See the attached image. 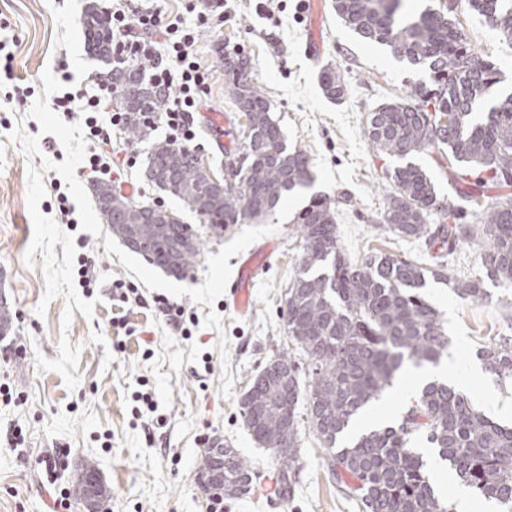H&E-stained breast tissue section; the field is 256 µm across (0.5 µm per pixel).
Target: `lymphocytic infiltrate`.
I'll return each mask as SVG.
<instances>
[{
	"mask_svg": "<svg viewBox=\"0 0 512 512\" xmlns=\"http://www.w3.org/2000/svg\"><path fill=\"white\" fill-rule=\"evenodd\" d=\"M187 17L163 21L155 0H140L133 11L115 8L110 12L113 30L125 39L126 47L144 56L153 57L155 63L151 79L158 86L172 90L174 96L160 119L167 128L169 141L191 145L196 137L192 114L206 93L211 75L197 57V30L214 25L224 18V0H189ZM161 34L160 46L147 42L150 34ZM55 111L64 117L82 112L83 129L87 140L94 143L95 151L85 159L84 166L91 173L108 176L112 173V158L104 146L109 139L103 132L104 125H123L125 115L112 113L108 123H101L98 114L102 100L83 91H67L53 98Z\"/></svg>",
	"mask_w": 512,
	"mask_h": 512,
	"instance_id": "f902f5d3",
	"label": "lymphocytic infiltrate"
}]
</instances>
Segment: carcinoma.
<instances>
[{"instance_id": "cac0c4a2", "label": "carcinoma", "mask_w": 512, "mask_h": 512, "mask_svg": "<svg viewBox=\"0 0 512 512\" xmlns=\"http://www.w3.org/2000/svg\"><path fill=\"white\" fill-rule=\"evenodd\" d=\"M492 21L503 40L512 42V0H448L406 18L404 0H334L336 17L368 43L390 48L392 55L429 73V82L409 83L405 95L368 113L364 134L373 148L405 159L415 153L448 152L455 203L443 204L427 173L412 162L389 174L383 228L406 240H423L439 257L453 256L459 246L480 236L482 278H450L443 264L420 266L383 253L349 261L341 250L331 202L313 197L296 216L302 248L299 270L284 294L288 348L275 353L252 380L241 402V418L263 448H280L275 456L282 498L293 496L299 483V425L303 408L309 429L327 449L329 469L362 503L363 512H448L425 474L422 456L409 447L422 432L438 456L469 486L512 512V427L474 409L468 397L443 381L420 389L416 406L396 426L373 429L341 445L356 415L411 363L438 364L448 336L436 310L421 295L427 279L444 280L461 298L485 300L484 279L512 287V197L501 194L482 205L487 187H512V92L490 97L503 72L488 56L472 50L453 20L460 4ZM85 47L103 63V77L115 90L131 94L118 101L127 113L124 132L137 140L152 128L142 113L166 111L169 93L146 78L142 59L112 49V24L101 10L88 7ZM241 51L224 49V92L246 118L248 134L235 155L239 172L224 184L222 197L206 186L196 150L158 140L143 163V176L156 189L174 196L221 239L230 224L244 217L261 221L273 215L284 198L312 180L310 161L288 150L271 104L230 62ZM325 96L341 100L346 80L333 68L320 73ZM95 197L108 199L101 211L113 235L123 225L144 227L151 264L176 277L199 265L202 243L191 225L171 221L163 233L150 221L151 203L126 196L101 182ZM479 207L477 224L454 222L467 207ZM307 361V380L300 364ZM501 380L512 381V336H503L477 352ZM287 366L293 376L280 378ZM95 465L85 463L75 477L74 493L85 501ZM253 478L247 460L234 448L224 449V479L230 484Z\"/></svg>"}]
</instances>
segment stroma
<instances>
[{"label": "stroma", "mask_w": 512, "mask_h": 512, "mask_svg": "<svg viewBox=\"0 0 512 512\" xmlns=\"http://www.w3.org/2000/svg\"><path fill=\"white\" fill-rule=\"evenodd\" d=\"M90 0H0V287L14 315L0 335V512H85L72 493L84 462L96 465L110 496V512H362L336 483L328 455L309 429L301 431L299 483L292 498L249 492L215 505L196 486L209 437L236 448L261 477H274L269 451L258 447L240 416L251 379L285 339L284 293L300 261L297 213L311 197L330 198L339 242L350 260L384 252L433 264L424 242H409L379 226L388 173L396 158L377 153L364 136L365 120L380 103L404 94L424 72L398 61L387 47L359 40L324 0L323 50L306 51L311 0H224V23L201 29L198 55L212 74L201 109L224 115L231 135L218 140L195 119L193 147L204 166L223 177L229 152L239 150L245 122L224 94L219 50L244 51L249 76L269 99L289 148L312 163L309 188L288 195L266 221L244 219L223 238H209L181 201L155 190L140 175L152 140L166 136L156 123L151 140L133 141L109 130L111 184H132L138 199L179 213L205 238L199 265L178 279L129 251L102 224L91 178L78 162L91 148L79 119L54 112L64 76L71 86L98 93L103 66L84 47L83 17ZM455 22L472 49L492 56L512 90V44L479 15L461 11ZM336 69L349 92L328 100L321 68ZM26 103H19V91ZM65 186L76 225L59 213ZM275 247L240 316L224 288L243 255L266 242ZM93 260L97 284L86 289L76 273L78 254ZM486 300L459 298L428 280L425 299L439 312L457 367L477 364L476 352L512 336V288L487 284ZM181 306L184 326L162 316L159 299ZM151 395L156 409L140 402ZM467 397L491 414L512 404V383L491 371L472 378ZM21 430L25 442L8 438Z\"/></svg>", "instance_id": "obj_1"}]
</instances>
